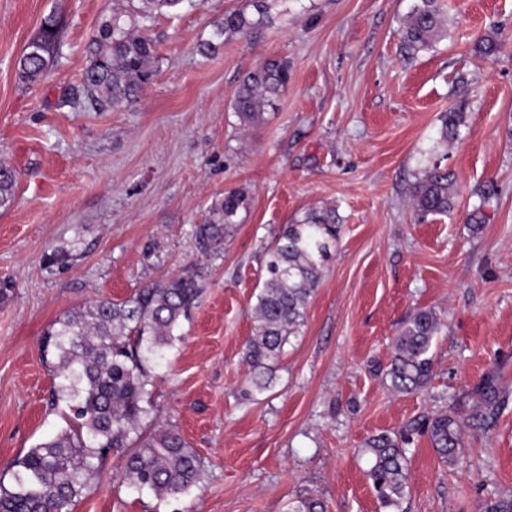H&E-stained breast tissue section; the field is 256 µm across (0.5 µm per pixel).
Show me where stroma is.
Returning a JSON list of instances; mask_svg holds the SVG:
<instances>
[{
    "instance_id": "stroma-1",
    "label": "stroma",
    "mask_w": 512,
    "mask_h": 512,
    "mask_svg": "<svg viewBox=\"0 0 512 512\" xmlns=\"http://www.w3.org/2000/svg\"><path fill=\"white\" fill-rule=\"evenodd\" d=\"M245 2L157 15V71L141 98L85 112L57 101L76 85L112 0H0V160L19 176L0 212V279L14 284L0 302V475L64 425L42 348L55 320L190 266L202 275L182 340L153 371L145 420L196 450L199 485L167 499L137 493L115 453L73 512H289L300 499L387 512L365 475V442L460 404L489 368L512 387V0H445L446 37L412 59L400 44L415 0H273L252 37L200 53ZM52 13L63 56L30 87L16 61ZM487 35L502 49L477 58L472 44ZM270 58L287 61L291 81L242 131L230 107L239 79ZM460 103L465 123L441 146L438 117ZM438 156L455 174L454 208L421 223L409 188ZM487 183L496 194L484 203ZM234 187L251 197L242 223L200 242L198 225ZM329 206L342 230L305 324L272 390L245 398L265 249L282 226ZM478 206L486 222L474 234L466 218ZM64 242L77 259L48 264ZM418 308L444 327L429 383L398 393L385 376L392 343ZM406 456L404 512H489L512 497V405L467 437L455 465L424 436Z\"/></svg>"
}]
</instances>
